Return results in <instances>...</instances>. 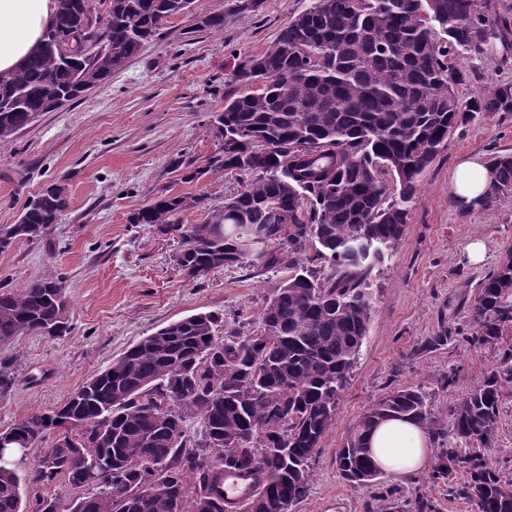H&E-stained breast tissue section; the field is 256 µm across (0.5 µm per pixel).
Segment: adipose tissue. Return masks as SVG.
I'll return each instance as SVG.
<instances>
[{
	"instance_id": "ef3b65f1",
	"label": "adipose tissue",
	"mask_w": 512,
	"mask_h": 512,
	"mask_svg": "<svg viewBox=\"0 0 512 512\" xmlns=\"http://www.w3.org/2000/svg\"><path fill=\"white\" fill-rule=\"evenodd\" d=\"M55 11L56 0H0V72L15 69L40 47ZM493 178L483 159L466 158L453 170L449 196L460 209L479 210ZM368 446L379 470L403 479L417 476L432 461L429 435L406 418L380 423Z\"/></svg>"
}]
</instances>
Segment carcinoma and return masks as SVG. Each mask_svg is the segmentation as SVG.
Returning a JSON list of instances; mask_svg holds the SVG:
<instances>
[{"label": "carcinoma", "instance_id": "cac0c4a2", "mask_svg": "<svg viewBox=\"0 0 512 512\" xmlns=\"http://www.w3.org/2000/svg\"><path fill=\"white\" fill-rule=\"evenodd\" d=\"M111 23L92 32L90 0H57L42 47L17 70L0 72V145L31 124L106 82L159 38L167 19L192 0H99ZM512 50V3L495 0H312L264 51L234 69L241 86L213 114L210 128L224 147L211 170L247 178L237 194L200 224H178L182 196L160 193L131 218L175 231L184 241V274L241 267L254 257L286 278L268 298L252 336L220 335L218 316L187 321L173 338L146 336L75 391L55 418L32 426L35 413L0 430L23 432L31 446L57 428L55 471L21 474L0 464V512H24L25 484L64 479L82 491L68 512H281L308 492L321 441L333 426L341 393L360 355L372 313L368 278L406 231L418 177L457 128L478 115L512 114V80L488 94L459 95L462 55L486 60ZM408 169L389 191L392 165ZM490 206L512 194V154L490 160ZM69 207L67 187L46 186L28 201L26 224L9 240L40 237ZM315 248L306 256L307 246ZM317 262L319 268L309 267ZM470 342L498 347V362L450 409L434 412L419 386L393 391L349 427L336 466L354 488L378 478L367 433L380 421L408 417L439 445L427 482L456 469L467 480L449 495L472 512H512V478L493 467L485 449L498 430L504 390L512 388V249L474 299ZM70 331L62 281L46 275L0 292V342ZM444 327L424 350L455 339ZM16 383L13 362L0 361V397ZM195 419L210 430L188 429ZM102 462L93 479L76 463ZM253 479L258 490L231 510L224 472ZM376 512H403L396 489L379 496Z\"/></svg>", "mask_w": 512, "mask_h": 512}]
</instances>
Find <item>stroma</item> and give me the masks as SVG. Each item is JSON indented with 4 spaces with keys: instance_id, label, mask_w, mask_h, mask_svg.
Listing matches in <instances>:
<instances>
[{
    "instance_id": "1",
    "label": "stroma",
    "mask_w": 512,
    "mask_h": 512,
    "mask_svg": "<svg viewBox=\"0 0 512 512\" xmlns=\"http://www.w3.org/2000/svg\"><path fill=\"white\" fill-rule=\"evenodd\" d=\"M235 0H193L168 19L162 36L113 72L105 83L54 112L40 113L0 147V228L13 224L25 203L49 183L64 184L68 209L42 238L14 241L0 252V287L17 290L46 274L60 277L69 301V335L36 334L0 347V360L16 363L13 391L0 398V428L61 405L71 392L105 370L130 345L172 321L213 313L228 331L255 334L267 298L284 279L259 260L218 268L186 279L176 262L177 232L131 223V215L159 193L203 195L206 208L186 210L180 224H198L207 207L236 192V175L206 170L219 141L210 129L213 112L238 93L231 74L241 58L269 46L280 29L311 0H254L237 12ZM220 13L224 28L199 26ZM461 93L490 92L512 79V56L467 67ZM512 153V117L486 114L456 131L419 178V197L403 239L369 279L372 315L360 357L340 396L334 426L322 440L306 497L291 512H367V490L352 488L336 468V451L357 419L387 393L420 386L436 412L449 413L494 364L498 350L467 342L471 308L480 281L496 270L512 246V194L484 209H458L448 196V176L464 156ZM200 170L198 179L183 175ZM476 238L486 243L482 264L465 259ZM462 335L442 349L420 351L441 327ZM455 372L456 384L441 378ZM487 453L512 477V390L500 405L499 430ZM432 486L424 476L402 480L382 474L402 499L427 495L437 512H469L448 496L463 482Z\"/></svg>"
}]
</instances>
